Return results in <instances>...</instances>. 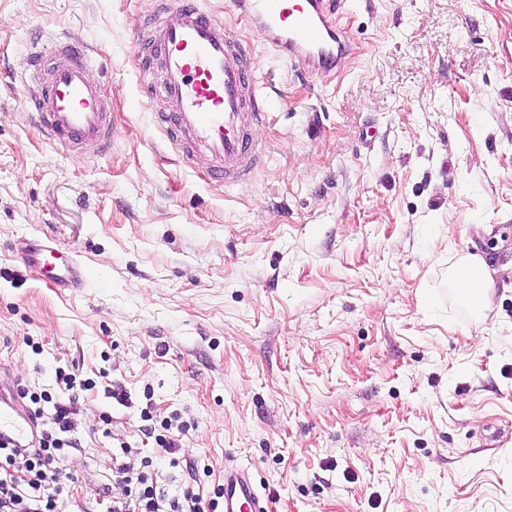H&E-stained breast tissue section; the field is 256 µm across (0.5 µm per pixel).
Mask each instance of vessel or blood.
Wrapping results in <instances>:
<instances>
[{
  "label": "vessel or blood",
  "mask_w": 512,
  "mask_h": 512,
  "mask_svg": "<svg viewBox=\"0 0 512 512\" xmlns=\"http://www.w3.org/2000/svg\"><path fill=\"white\" fill-rule=\"evenodd\" d=\"M134 37L147 91L172 100L174 112H157L153 125L182 164L209 162L215 179L234 186L250 180L263 162L258 132L270 101L257 81L259 62L246 40L224 25L205 0H159ZM278 57L308 71L337 72L352 45L339 20L345 0H227ZM91 48L72 37L56 39L31 54L26 97L46 139L77 153L112 144L111 105L89 78ZM27 262L46 268L53 285L76 288L85 268L44 244ZM38 423L12 395L0 392V445L34 447ZM224 512H268L249 473L225 467Z\"/></svg>",
  "instance_id": "b4317fda"
}]
</instances>
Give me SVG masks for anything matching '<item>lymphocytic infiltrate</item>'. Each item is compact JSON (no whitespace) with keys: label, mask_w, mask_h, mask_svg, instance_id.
Returning a JSON list of instances; mask_svg holds the SVG:
<instances>
[{"label":"lymphocytic infiltrate","mask_w":512,"mask_h":512,"mask_svg":"<svg viewBox=\"0 0 512 512\" xmlns=\"http://www.w3.org/2000/svg\"><path fill=\"white\" fill-rule=\"evenodd\" d=\"M67 398L53 399L49 393L32 397V415L47 418L35 447L22 451L0 445V512H58L63 492V472L59 462L66 449L77 447L72 436L79 395L74 391L75 377L61 375ZM52 413H45L44 404ZM117 481L126 484L124 500L114 502L112 512H217V499H204L193 487H186L179 497L166 498L164 492L150 485L144 473L115 463Z\"/></svg>","instance_id":"lymphocytic-infiltrate-1"}]
</instances>
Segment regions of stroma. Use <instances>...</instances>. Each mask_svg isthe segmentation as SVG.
Segmentation results:
<instances>
[{"mask_svg":"<svg viewBox=\"0 0 512 512\" xmlns=\"http://www.w3.org/2000/svg\"><path fill=\"white\" fill-rule=\"evenodd\" d=\"M151 0H0V383L60 397L80 445L59 512H112L114 458L212 496L234 465L272 512H512V0H346L338 75L257 47L267 161L227 189L179 163L141 90ZM70 34L112 105V146L50 144L30 54ZM42 242L88 267L54 288ZM485 315L448 286L460 255ZM118 386L125 401L113 399ZM448 281L451 288L467 299L476 313H482L490 306L492 280L487 265L479 257H460L449 271Z\"/></svg>","mask_w":512,"mask_h":512,"instance_id":"35a3bbf8","label":"stroma"}]
</instances>
